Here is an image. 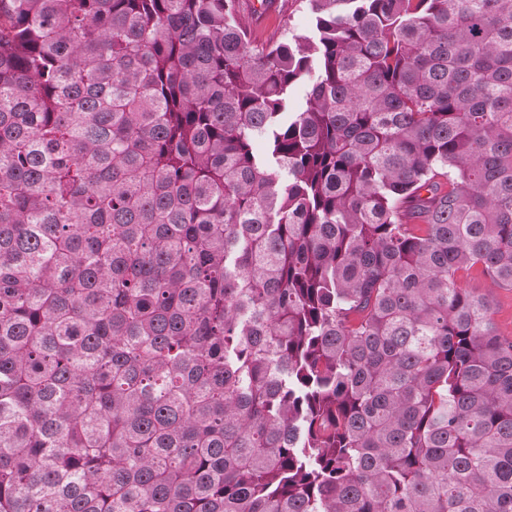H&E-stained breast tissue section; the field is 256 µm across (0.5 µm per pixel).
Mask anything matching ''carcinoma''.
I'll list each match as a JSON object with an SVG mask.
<instances>
[{
  "label": "carcinoma",
  "instance_id": "carcinoma-1",
  "mask_svg": "<svg viewBox=\"0 0 512 512\" xmlns=\"http://www.w3.org/2000/svg\"><path fill=\"white\" fill-rule=\"evenodd\" d=\"M308 2L0 0V512H512V0ZM241 13L260 41H277L293 34H311L314 28L306 0H272L269 11L251 14L248 0H240ZM461 282L463 287L488 297L498 333L503 339L512 340V288H493L479 272L465 274Z\"/></svg>",
  "mask_w": 512,
  "mask_h": 512
}]
</instances>
